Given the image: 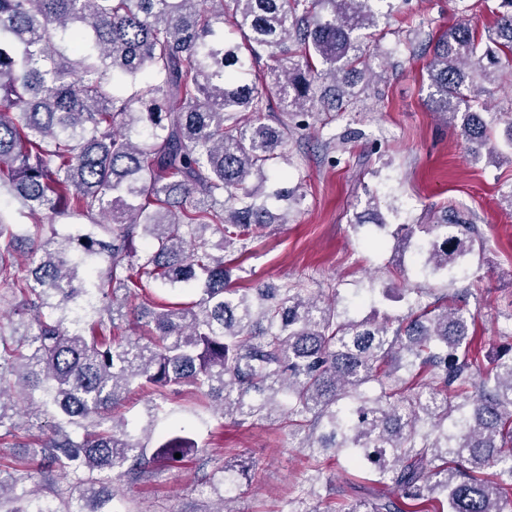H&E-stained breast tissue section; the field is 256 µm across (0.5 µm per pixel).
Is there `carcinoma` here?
Wrapping results in <instances>:
<instances>
[{"label": "carcinoma", "mask_w": 512, "mask_h": 512, "mask_svg": "<svg viewBox=\"0 0 512 512\" xmlns=\"http://www.w3.org/2000/svg\"><path fill=\"white\" fill-rule=\"evenodd\" d=\"M382 1L393 12V0H0V197L28 220L0 203V448L17 447L23 408L53 427L0 456V512H111L123 478L179 466L195 441L153 432L184 387L239 426L288 425L316 472L329 453L373 463L368 482L385 490L348 512H512V354L488 371L466 349L462 294L413 299L392 330L345 317L334 288H234L224 261L275 222L249 181L290 164L322 85L343 106L353 75L373 72L366 31ZM428 47L434 111L473 157L512 163V116L487 120L461 95L502 83L512 0L483 30L463 20ZM419 228L412 262L453 287L480 256L479 228L448 207ZM137 300L141 333L126 335ZM136 388L152 396L139 437L114 413ZM34 461L43 493L20 488ZM57 474L72 478L64 491ZM251 477L223 460L204 477L208 512H236L225 483Z\"/></svg>", "instance_id": "carcinoma-1"}]
</instances>
